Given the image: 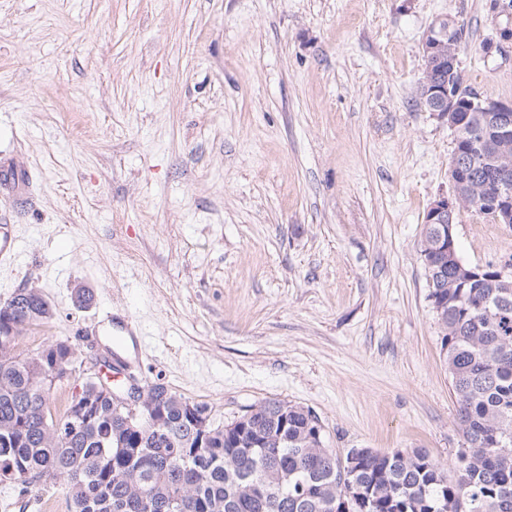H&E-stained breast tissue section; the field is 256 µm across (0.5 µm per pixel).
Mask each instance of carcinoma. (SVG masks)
Masks as SVG:
<instances>
[{
    "mask_svg": "<svg viewBox=\"0 0 512 512\" xmlns=\"http://www.w3.org/2000/svg\"><path fill=\"white\" fill-rule=\"evenodd\" d=\"M427 77L475 89L460 67L425 63ZM451 153L469 171L462 208L485 214L512 167L482 112L459 113ZM427 298L436 312L461 447L445 468L423 449L340 456L316 439L317 416L278 399L250 407L248 429L230 430L200 402L156 384L137 418L112 407L76 346L58 339L31 353L17 340L53 317L36 288L0 300V483L35 487L63 480L72 512H512V288L488 265L477 275L454 257L440 262L434 232L424 234ZM69 380L91 401L81 416L68 403L58 418L52 390Z\"/></svg>",
    "mask_w": 512,
    "mask_h": 512,
    "instance_id": "obj_1",
    "label": "carcinoma"
}]
</instances>
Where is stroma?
Listing matches in <instances>:
<instances>
[{
	"label": "stroma",
	"instance_id": "1",
	"mask_svg": "<svg viewBox=\"0 0 512 512\" xmlns=\"http://www.w3.org/2000/svg\"><path fill=\"white\" fill-rule=\"evenodd\" d=\"M463 23L460 66L512 99V16L491 0H0V193L19 237L0 300L42 291L92 364L113 310L140 326L129 375L230 421L279 399L325 444L422 448L449 465L455 396L418 243L452 189L453 134L416 105L422 37ZM470 265L512 260V224L460 211ZM90 308L73 304L76 287ZM0 512H69L0 484Z\"/></svg>",
	"mask_w": 512,
	"mask_h": 512
}]
</instances>
